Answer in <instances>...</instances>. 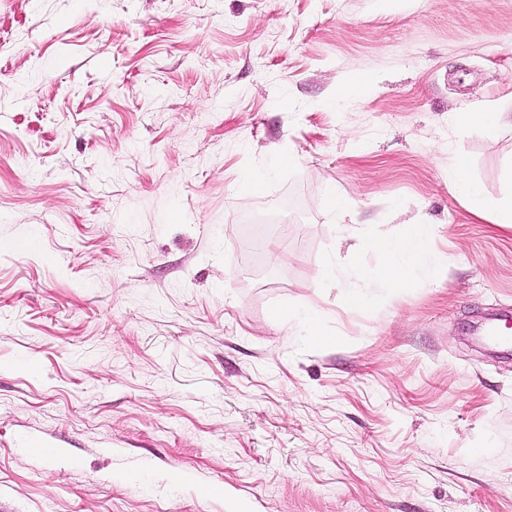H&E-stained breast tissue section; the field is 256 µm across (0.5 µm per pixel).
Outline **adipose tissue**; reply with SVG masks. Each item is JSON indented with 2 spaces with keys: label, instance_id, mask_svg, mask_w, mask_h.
<instances>
[{
  "label": "adipose tissue",
  "instance_id": "1",
  "mask_svg": "<svg viewBox=\"0 0 512 512\" xmlns=\"http://www.w3.org/2000/svg\"><path fill=\"white\" fill-rule=\"evenodd\" d=\"M451 120L458 126L479 129L495 135H512V113L500 107H482L452 114ZM434 229L429 224L415 225L405 237L395 239L382 234L372 244L381 255L374 267H363L359 275L368 286L386 285L395 291L407 288L415 272L430 266L435 255L430 248Z\"/></svg>",
  "mask_w": 512,
  "mask_h": 512
}]
</instances>
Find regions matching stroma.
<instances>
[{"mask_svg": "<svg viewBox=\"0 0 512 512\" xmlns=\"http://www.w3.org/2000/svg\"><path fill=\"white\" fill-rule=\"evenodd\" d=\"M497 105L512 0H0V512H512ZM458 126L479 129L495 135H512V113L500 107H482L467 112L451 113ZM467 167L464 158L457 157L455 159L451 184L455 193L464 201L469 211L477 217H484L487 211V203L480 187L468 177ZM434 229L429 224H416L403 238L394 239L381 234L372 239V244L381 254L375 267H359V275L368 286L384 284L393 291L407 288L414 273L435 262L430 249Z\"/></svg>", "mask_w": 512, "mask_h": 512, "instance_id": "1", "label": "stroma"}]
</instances>
